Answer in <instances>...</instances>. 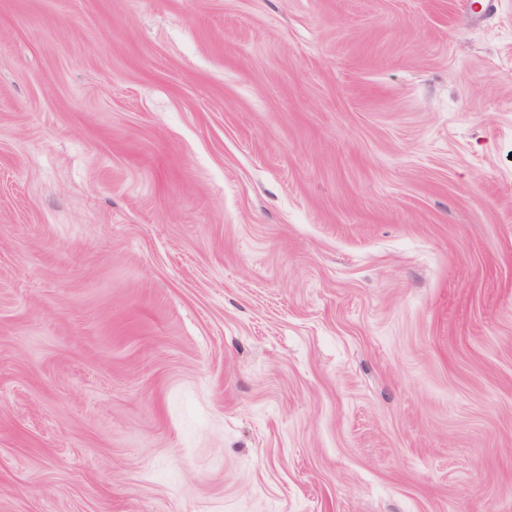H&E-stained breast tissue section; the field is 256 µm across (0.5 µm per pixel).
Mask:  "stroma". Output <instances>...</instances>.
Returning <instances> with one entry per match:
<instances>
[{
    "instance_id": "35a3bbf8",
    "label": "stroma",
    "mask_w": 512,
    "mask_h": 512,
    "mask_svg": "<svg viewBox=\"0 0 512 512\" xmlns=\"http://www.w3.org/2000/svg\"><path fill=\"white\" fill-rule=\"evenodd\" d=\"M0 0V512H512V0Z\"/></svg>"
}]
</instances>
